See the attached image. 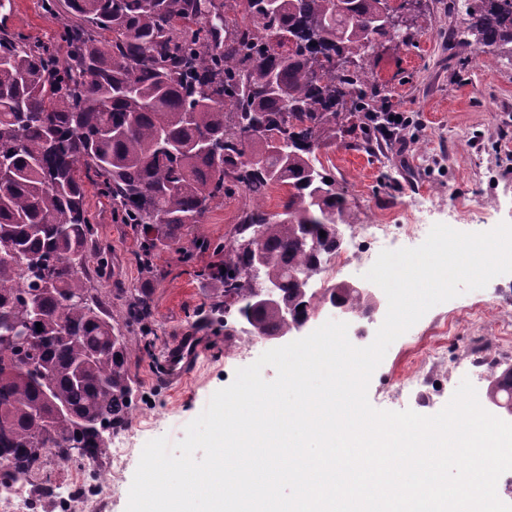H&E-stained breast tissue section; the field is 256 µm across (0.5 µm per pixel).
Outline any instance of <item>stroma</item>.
<instances>
[{
  "label": "stroma",
  "mask_w": 512,
  "mask_h": 512,
  "mask_svg": "<svg viewBox=\"0 0 512 512\" xmlns=\"http://www.w3.org/2000/svg\"><path fill=\"white\" fill-rule=\"evenodd\" d=\"M421 29L409 45L386 46L371 59V69L388 98L392 111L405 112L412 123L404 141L362 129L337 133L318 158L336 187L346 196L358 224H407L414 202L427 195L422 219L462 232H484L499 223H512V58L483 55L476 44H465L452 33L465 13L464 0H423ZM0 29L22 33L29 42L61 46V27L45 12L42 0H17ZM85 208L96 229L92 252L103 262H90L87 273L103 309L120 313L130 289L142 288L152 309L156 333L151 354H131L134 379L132 411L124 428L135 451L149 440L183 439L186 425L206 408L213 393L228 386L238 368L272 349L258 340L240 354L249 326H231L207 319L213 284L200 277L201 267L213 262L212 253L197 254L191 263L178 253L161 249L154 259L153 277L140 265L136 235L114 223L112 202L94 183L85 185ZM248 198L236 191L216 204L197 228L185 231L181 244L191 247L195 237L225 242ZM482 307L483 322L455 321L448 339L449 353L458 355L470 337L496 335L501 322L512 321V274L492 279L473 290L430 309L412 328L397 338L372 375L370 404L380 410L412 409L422 415L440 411L463 379L453 374L445 389L430 402L407 397L383 400L382 389L400 349L435 322L454 320L458 309ZM198 336L202 354L197 364L176 384L161 377L164 349L186 330Z\"/></svg>",
  "instance_id": "1"
}]
</instances>
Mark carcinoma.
I'll return each instance as SVG.
<instances>
[{"mask_svg": "<svg viewBox=\"0 0 512 512\" xmlns=\"http://www.w3.org/2000/svg\"><path fill=\"white\" fill-rule=\"evenodd\" d=\"M336 2L64 0V53L0 35V461L13 475L50 445L68 460L74 448L100 456L104 433L128 423L130 351L153 346L143 289L129 292L122 332L88 287L85 181L137 235L144 272L161 248L221 257L208 267V319L235 305L263 335L282 331L278 308L248 307L252 244L297 314L317 307L292 274L323 266L338 249L332 226L353 223L317 152L352 118L388 111L364 62L384 41L408 44L419 12L393 31L378 26L387 0ZM287 34L294 50L283 54ZM457 36L512 55V0L467 3ZM275 185L286 201L271 213L263 198ZM236 188L248 204L231 243L182 248L183 231ZM29 299L37 313L19 347L11 336Z\"/></svg>", "mask_w": 512, "mask_h": 512, "instance_id": "cac0c4a2", "label": "carcinoma"}]
</instances>
